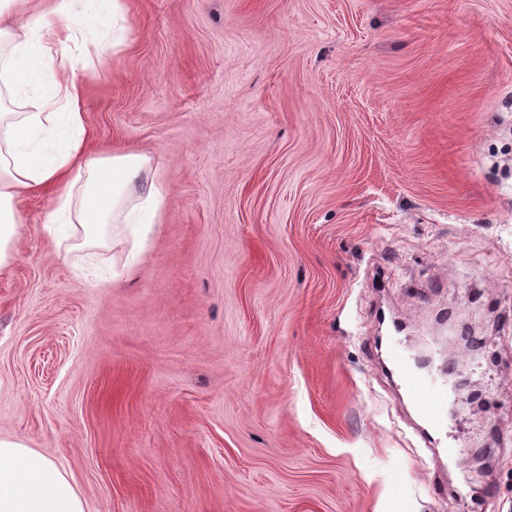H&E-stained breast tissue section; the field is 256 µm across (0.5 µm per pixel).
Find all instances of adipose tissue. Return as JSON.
Instances as JSON below:
<instances>
[{
  "label": "adipose tissue",
  "mask_w": 512,
  "mask_h": 512,
  "mask_svg": "<svg viewBox=\"0 0 512 512\" xmlns=\"http://www.w3.org/2000/svg\"><path fill=\"white\" fill-rule=\"evenodd\" d=\"M13 13L14 24H0V88L22 109L0 113V271L14 259L26 195L51 193L53 221L70 226L76 249L109 246L112 224L150 229L163 202L147 156L85 149L80 76L110 49L87 28L95 18L123 27L122 0H0V17ZM78 40L79 57L69 51ZM0 512H85V503L54 461L0 437Z\"/></svg>",
  "instance_id": "ef3b65f1"
}]
</instances>
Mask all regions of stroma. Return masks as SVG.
Returning <instances> with one entry per match:
<instances>
[{
    "instance_id": "35a3bbf8",
    "label": "stroma",
    "mask_w": 512,
    "mask_h": 512,
    "mask_svg": "<svg viewBox=\"0 0 512 512\" xmlns=\"http://www.w3.org/2000/svg\"><path fill=\"white\" fill-rule=\"evenodd\" d=\"M125 9L87 148L148 155L165 204L99 280L21 199L0 436L87 512H512V0ZM443 309L457 467L387 356Z\"/></svg>"
}]
</instances>
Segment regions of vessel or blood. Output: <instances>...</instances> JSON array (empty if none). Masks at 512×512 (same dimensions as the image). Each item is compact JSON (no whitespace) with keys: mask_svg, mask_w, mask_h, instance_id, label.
Returning <instances> with one entry per match:
<instances>
[{"mask_svg":"<svg viewBox=\"0 0 512 512\" xmlns=\"http://www.w3.org/2000/svg\"><path fill=\"white\" fill-rule=\"evenodd\" d=\"M388 353L392 368L418 414L433 431H441L448 417L447 384L420 373L401 344L390 343Z\"/></svg>","mask_w":512,"mask_h":512,"instance_id":"1","label":"vessel or blood"}]
</instances>
